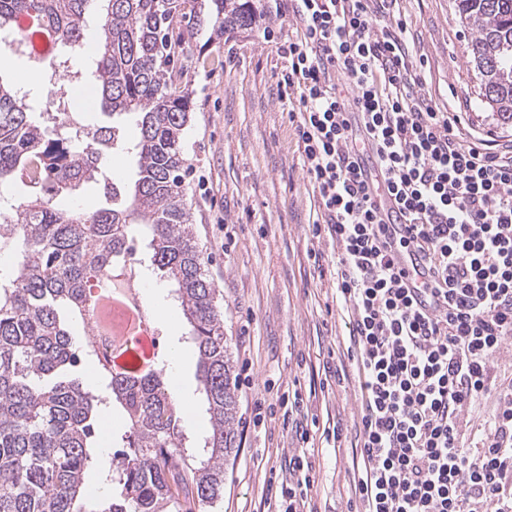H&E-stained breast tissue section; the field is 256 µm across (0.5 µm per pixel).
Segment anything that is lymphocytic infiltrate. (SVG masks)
<instances>
[{"label":"lymphocytic infiltrate","instance_id":"obj_1","mask_svg":"<svg viewBox=\"0 0 512 512\" xmlns=\"http://www.w3.org/2000/svg\"><path fill=\"white\" fill-rule=\"evenodd\" d=\"M295 32L276 52L315 235L336 285L360 388L359 512H512V141L459 130L414 65L399 0H273ZM379 165L398 210L381 218ZM428 279L408 285L396 247ZM295 449L266 512H313Z\"/></svg>","mask_w":512,"mask_h":512}]
</instances>
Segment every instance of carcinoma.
Masks as SVG:
<instances>
[{
    "mask_svg": "<svg viewBox=\"0 0 512 512\" xmlns=\"http://www.w3.org/2000/svg\"><path fill=\"white\" fill-rule=\"evenodd\" d=\"M93 0H0V31L35 14L59 44L62 75L77 61ZM89 77L103 110L135 117L82 125L57 112H32L0 77V202L16 181L29 192L0 207V512H210L224 498V466L237 453L238 394L219 291L207 276L184 183V132L191 93L179 56L186 38L209 24L216 38L252 24L251 0H100ZM470 33L469 64L478 97L512 127V0H454ZM135 155L138 178L112 205L84 208L74 191L105 180L106 160ZM170 283L198 350L211 430L192 453L182 411L163 367L113 368L89 345L77 350L61 309L90 317L93 282L133 261L136 236ZM92 356L109 397L95 395L69 368ZM122 411L124 449L110 488L94 494L85 479L93 459L94 420L104 401Z\"/></svg>",
    "mask_w": 512,
    "mask_h": 512,
    "instance_id": "carcinoma-1",
    "label": "carcinoma"
}]
</instances>
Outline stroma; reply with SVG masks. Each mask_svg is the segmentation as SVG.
I'll list each match as a JSON object with an SVG mask.
<instances>
[{
	"label": "stroma",
	"instance_id": "obj_1",
	"mask_svg": "<svg viewBox=\"0 0 512 512\" xmlns=\"http://www.w3.org/2000/svg\"><path fill=\"white\" fill-rule=\"evenodd\" d=\"M254 2L250 27L220 39L200 27L183 58V81L193 91L184 188L207 274L220 290L239 401L238 452L216 509L258 512L285 458L306 444L314 450L317 512H357V384L335 375L347 336L336 305V247L316 238L309 222L311 187L298 161L292 104L278 87L285 61L272 45L295 19L275 14L268 0ZM400 12L432 98L462 113L466 131L512 140V129L498 125L477 98L453 0H402ZM199 169L209 178L203 189L192 176ZM218 216L223 224H215ZM294 392L301 403L290 414L284 403ZM299 421L309 426L308 442L296 433ZM123 431L121 411L113 409L97 439L90 484L111 471Z\"/></svg>",
	"mask_w": 512,
	"mask_h": 512
}]
</instances>
